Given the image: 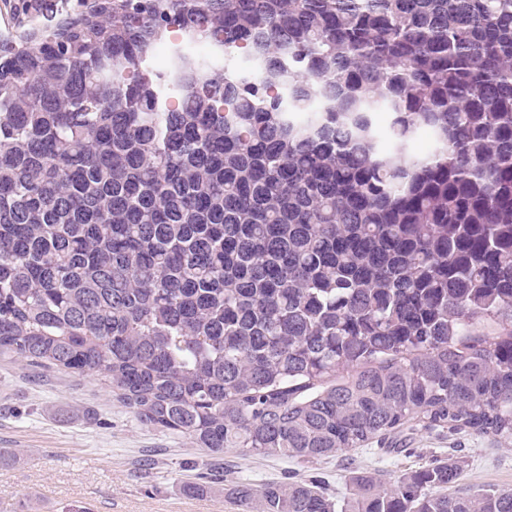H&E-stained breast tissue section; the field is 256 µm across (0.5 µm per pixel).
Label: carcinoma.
Masks as SVG:
<instances>
[{
	"instance_id": "obj_1",
	"label": "carcinoma",
	"mask_w": 512,
	"mask_h": 512,
	"mask_svg": "<svg viewBox=\"0 0 512 512\" xmlns=\"http://www.w3.org/2000/svg\"><path fill=\"white\" fill-rule=\"evenodd\" d=\"M0 352L212 456L512 439V0H95L0 40ZM461 474L224 497L512 512Z\"/></svg>"
}]
</instances>
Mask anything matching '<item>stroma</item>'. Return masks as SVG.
<instances>
[{
  "mask_svg": "<svg viewBox=\"0 0 512 512\" xmlns=\"http://www.w3.org/2000/svg\"><path fill=\"white\" fill-rule=\"evenodd\" d=\"M55 2L30 19L24 0H0V39L55 24L79 6ZM450 456L463 466L462 488L512 492L510 440L407 425L366 453L244 458L229 448L216 461L195 440L140 422L97 378L0 354V512H240L222 492L197 488L202 468L228 483L298 480L333 495L354 473L390 484Z\"/></svg>",
  "mask_w": 512,
  "mask_h": 512,
  "instance_id": "1",
  "label": "stroma"
}]
</instances>
